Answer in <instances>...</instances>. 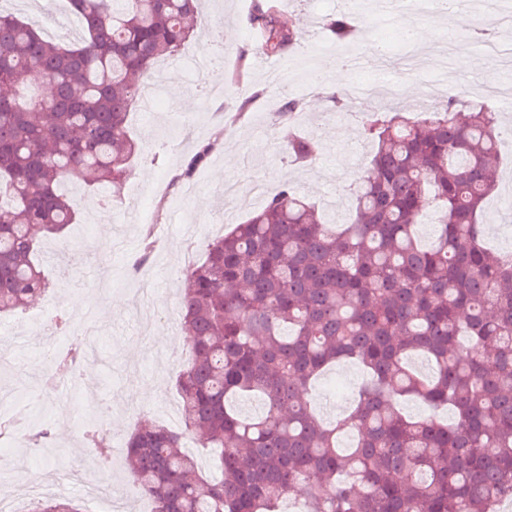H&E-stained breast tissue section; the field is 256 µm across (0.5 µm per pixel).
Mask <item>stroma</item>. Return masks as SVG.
Here are the masks:
<instances>
[{
	"mask_svg": "<svg viewBox=\"0 0 512 512\" xmlns=\"http://www.w3.org/2000/svg\"><path fill=\"white\" fill-rule=\"evenodd\" d=\"M260 2L202 0L207 25L221 26L233 56L217 61L212 39L201 31L176 56L159 63L155 93L160 109L148 112L139 108L130 118L140 154L120 194L103 187L94 191L78 188L80 223L73 236L49 238L42 244L40 257L53 278V287L23 313L0 321V355L29 362L28 368L20 371L0 366V392L30 387L41 393L37 408L20 412L6 401L0 403V414L20 413L35 428L48 424L54 430L51 443L38 456L31 455L17 439L0 442V453L11 456L16 467L15 473L0 474V479L11 482L14 499H21L31 485L54 481L57 494L78 499L84 512H109L108 500L89 496L80 483L59 481L63 466L82 462L88 447L84 438L87 418L107 402L112 406V453L104 471L117 495L126 496L130 512H151V502L131 488L122 448L140 419L151 418L173 429L182 426L176 374L167 359L185 339L175 320L180 316L181 271L186 261L202 259L211 240L223 235L229 225L244 221L260 205V198L251 192L260 182L273 190L285 183L294 186L316 206L334 209L337 222L348 216L350 188L371 169L373 144L364 126L376 104L374 97H358L347 111L333 112L307 85L295 84V92L311 101L309 112L299 121L300 128L318 140V155L305 167L284 159L278 130L265 104H257L234 124L224 122L225 110L253 91L265 89L274 95L279 90L270 83L266 67L253 63L239 81L230 79L235 53L254 52L249 18ZM363 5L375 35L396 41L404 30L435 26L441 41L467 40L466 54L473 67L463 72L454 70L452 64H439L433 49L428 48L421 52L422 68L409 77L398 68L396 59L377 58L361 33L347 47L364 52L365 67L350 71L341 82L325 77V87L346 90L363 80L390 85L409 78L422 95L408 98L407 103L418 108L445 103L450 85L469 79L485 83L481 102L498 112L500 121L512 122V100L496 92L497 84L512 85V70L493 71L486 45L471 39L473 0H462L459 9L464 21L455 27L449 26L444 11L434 7L402 14L381 7L378 0H363ZM10 7L16 16L39 23L54 42L71 45L83 36L61 0H12ZM339 8L338 0L327 5L319 0H281V23L298 25L303 33L300 48L286 54L285 62L310 54L320 66L333 63L332 42L320 20ZM202 83L208 86V95L197 94ZM220 133L231 137L232 149L218 147L207 165L191 178L194 190L189 196L173 195L163 209L165 227L158 248L148 266L140 274H132L146 215L139 187L164 190L198 146ZM498 170V189L485 205L481 222L489 244L505 251L512 249V153L501 152ZM115 298L122 299V306L112 307ZM61 310L67 312L69 324L59 331L53 320ZM90 330L95 333L97 356L83 366L78 383L46 387L36 358L49 339L63 343L71 334ZM157 331L170 336V343L153 344ZM364 378L358 365L336 363L309 393L320 417L330 421L342 414Z\"/></svg>",
	"mask_w": 512,
	"mask_h": 512,
	"instance_id": "obj_1",
	"label": "stroma"
}]
</instances>
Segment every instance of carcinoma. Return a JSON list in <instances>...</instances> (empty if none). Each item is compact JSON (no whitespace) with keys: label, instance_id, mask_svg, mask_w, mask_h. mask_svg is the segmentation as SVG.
Here are the masks:
<instances>
[{"label":"carcinoma","instance_id":"1","mask_svg":"<svg viewBox=\"0 0 512 512\" xmlns=\"http://www.w3.org/2000/svg\"><path fill=\"white\" fill-rule=\"evenodd\" d=\"M201 0H68L78 45L44 38L0 10V318L50 289L39 235L64 238L79 221L66 182L120 193L139 154L128 117L158 63L202 23ZM259 51L301 43L278 4L250 18ZM337 42L360 13L322 19ZM321 98L342 111L352 94ZM276 116L285 158L308 163L313 137L292 130L304 95L283 92ZM366 128L372 177L351 188L341 230L283 185L182 271V328L191 358L177 375L182 428L155 420L126 442L129 478L154 512H496L512 498V262L485 244L479 217L498 186L496 113L469 100L413 120L382 101ZM219 138L173 178H192ZM436 214L431 243L416 225ZM71 345L60 369L81 362ZM347 359L368 374L354 404L316 417L309 382ZM417 400L453 420L403 411ZM90 445L111 448L95 420ZM214 448L202 474L186 438ZM34 512H82L67 496Z\"/></svg>","mask_w":512,"mask_h":512}]
</instances>
